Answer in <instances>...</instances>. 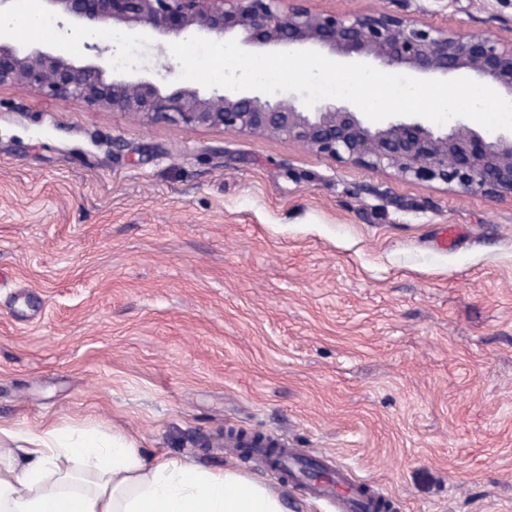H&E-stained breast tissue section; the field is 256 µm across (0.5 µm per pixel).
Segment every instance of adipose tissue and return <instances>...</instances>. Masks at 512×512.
<instances>
[{
	"label": "adipose tissue",
	"instance_id": "obj_1",
	"mask_svg": "<svg viewBox=\"0 0 512 512\" xmlns=\"http://www.w3.org/2000/svg\"><path fill=\"white\" fill-rule=\"evenodd\" d=\"M11 436L0 427V512H288L258 478L153 458L119 431L51 426L16 446Z\"/></svg>",
	"mask_w": 512,
	"mask_h": 512
}]
</instances>
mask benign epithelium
<instances>
[{
    "label": "benign epithelium",
    "mask_w": 512,
    "mask_h": 512,
    "mask_svg": "<svg viewBox=\"0 0 512 512\" xmlns=\"http://www.w3.org/2000/svg\"><path fill=\"white\" fill-rule=\"evenodd\" d=\"M78 23H106L146 37L199 33L242 46L301 51L317 47L347 63L374 60L421 79L448 75L484 83L512 98V37L442 27L397 12L337 15L281 5L286 0H45ZM101 60L76 64L65 52L20 48L0 40V87L27 86L77 98L95 110L150 121L222 128L303 144L333 160L394 169L412 181H442L485 195H512V131L491 134L455 119L439 133L420 116L372 126L353 104L331 99L305 107L270 102L254 90L164 92L148 78H109Z\"/></svg>",
    "instance_id": "obj_1"
}]
</instances>
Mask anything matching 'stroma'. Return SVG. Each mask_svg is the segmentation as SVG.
Returning a JSON list of instances; mask_svg holds the SVG:
<instances>
[{"instance_id":"stroma-1","label":"stroma","mask_w":512,"mask_h":512,"mask_svg":"<svg viewBox=\"0 0 512 512\" xmlns=\"http://www.w3.org/2000/svg\"><path fill=\"white\" fill-rule=\"evenodd\" d=\"M307 5L512 36V0ZM53 22L14 44L180 87ZM55 424L262 480L224 436L283 435L390 512H512V197L2 87L0 426Z\"/></svg>"}]
</instances>
